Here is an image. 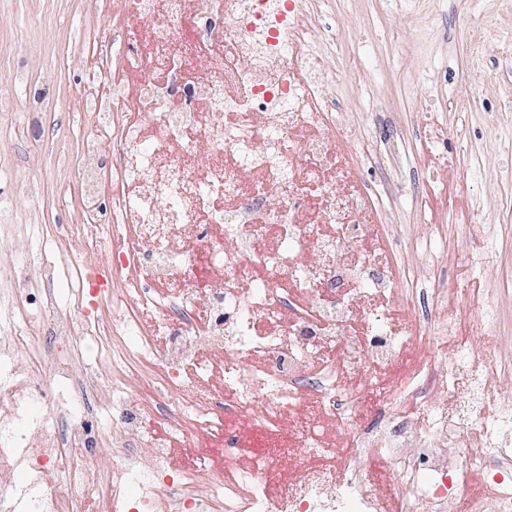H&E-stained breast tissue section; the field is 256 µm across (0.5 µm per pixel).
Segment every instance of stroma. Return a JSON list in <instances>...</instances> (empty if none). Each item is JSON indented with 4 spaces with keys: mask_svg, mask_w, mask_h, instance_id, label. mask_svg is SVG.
<instances>
[{
    "mask_svg": "<svg viewBox=\"0 0 512 512\" xmlns=\"http://www.w3.org/2000/svg\"><path fill=\"white\" fill-rule=\"evenodd\" d=\"M126 8L125 0H107L100 13L86 0H0V51L13 56L11 65L0 67V94L24 101L31 89L19 83L20 67L39 92L58 98L46 129L21 139L0 133V167L13 170L12 178L0 181V199L12 202L19 224L18 230L0 233L1 284L10 283L38 249L23 226L81 221L71 190L74 170L54 164L52 157L76 155L89 134L82 94L101 61L94 53L74 52L72 44L87 33H103L112 16ZM307 12L312 37L326 27L333 30V40L317 48L318 62L323 90L341 101L340 121L353 142L383 138L382 127L366 121L373 112L400 113L406 128L425 126L435 115L455 125L457 114L448 102L469 96L466 137L480 151V166L471 168L453 142L448 160L459 170L461 198L473 219L458 246L442 252L440 261L467 287H489L492 271L467 270L460 253L481 247L485 225H512V158L497 146L498 139H512V126L492 124L495 114H512V84L496 77V57L480 47L488 38L512 43V10L498 0H417L412 6L398 0H335L330 10L322 0H309ZM32 180L41 183V201H31L25 191Z\"/></svg>",
    "mask_w": 512,
    "mask_h": 512,
    "instance_id": "stroma-1",
    "label": "stroma"
}]
</instances>
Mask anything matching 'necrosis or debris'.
<instances>
[{"label": "necrosis or debris", "mask_w": 512, "mask_h": 512, "mask_svg": "<svg viewBox=\"0 0 512 512\" xmlns=\"http://www.w3.org/2000/svg\"><path fill=\"white\" fill-rule=\"evenodd\" d=\"M306 18L304 0H130L129 18L108 24L97 49L112 58L85 96L82 221L40 235L36 307L0 290V360L44 328L61 346L0 375V474L28 470L29 512H81L88 485L107 506L132 497L135 512H512V400L498 393L512 356L467 342L512 319L432 251L426 280L411 283L393 213L361 181L341 104L311 64ZM187 43L221 66L190 74ZM54 108L0 95L20 130ZM375 120L389 132L376 160L402 163L417 190L431 156L463 137L434 120L414 153L396 113ZM447 343L458 354L444 362ZM89 355L108 365L111 397L96 372L75 374ZM399 358L394 384L366 385ZM367 396L378 410L359 427ZM40 405L53 418L37 420L31 444L15 423ZM89 411L119 435L106 473L89 466ZM152 414L168 439L151 434ZM179 439L201 450L191 468L173 462ZM372 456L392 466V488L361 468Z\"/></svg>", "instance_id": "obj_1"}]
</instances>
